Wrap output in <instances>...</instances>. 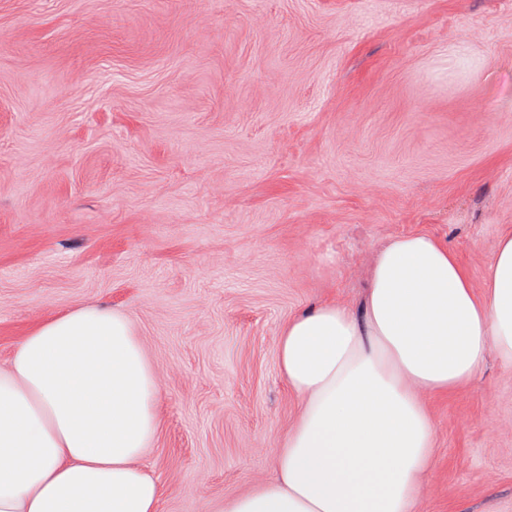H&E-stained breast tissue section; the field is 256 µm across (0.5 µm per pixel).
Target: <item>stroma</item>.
Returning a JSON list of instances; mask_svg holds the SVG:
<instances>
[{"label":"stroma","mask_w":512,"mask_h":512,"mask_svg":"<svg viewBox=\"0 0 512 512\" xmlns=\"http://www.w3.org/2000/svg\"><path fill=\"white\" fill-rule=\"evenodd\" d=\"M512 231V0H0V367L125 312L162 396L160 512L272 478L288 319L358 308L397 235L475 288ZM417 512H512V369L429 401Z\"/></svg>","instance_id":"stroma-1"}]
</instances>
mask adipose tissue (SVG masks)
I'll return each mask as SVG.
<instances>
[{
    "label": "adipose tissue",
    "mask_w": 512,
    "mask_h": 512,
    "mask_svg": "<svg viewBox=\"0 0 512 512\" xmlns=\"http://www.w3.org/2000/svg\"><path fill=\"white\" fill-rule=\"evenodd\" d=\"M491 353L512 368V233L479 291L437 238L391 239L360 309L325 303L282 328L280 373L302 407L274 477L224 512H415L435 456L423 397L475 380ZM159 400L127 314L44 321L0 369V512H159L141 463Z\"/></svg>",
    "instance_id": "1"
}]
</instances>
